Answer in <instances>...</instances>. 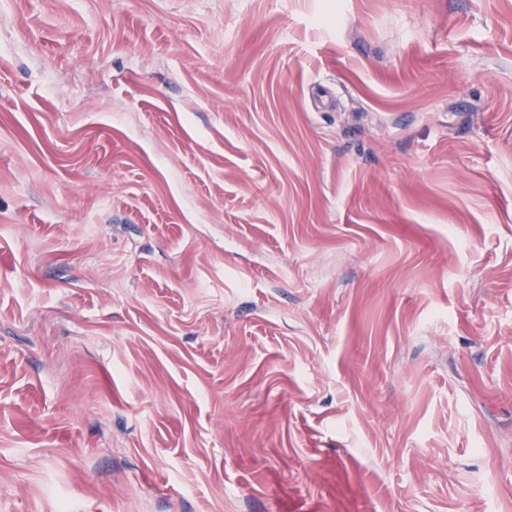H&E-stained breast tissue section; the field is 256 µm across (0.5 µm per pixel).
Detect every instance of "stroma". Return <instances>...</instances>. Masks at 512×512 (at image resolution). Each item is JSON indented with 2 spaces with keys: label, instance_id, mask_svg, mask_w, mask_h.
Returning <instances> with one entry per match:
<instances>
[{
  "label": "stroma",
  "instance_id": "stroma-1",
  "mask_svg": "<svg viewBox=\"0 0 512 512\" xmlns=\"http://www.w3.org/2000/svg\"><path fill=\"white\" fill-rule=\"evenodd\" d=\"M0 512H512V0H0Z\"/></svg>",
  "mask_w": 512,
  "mask_h": 512
}]
</instances>
